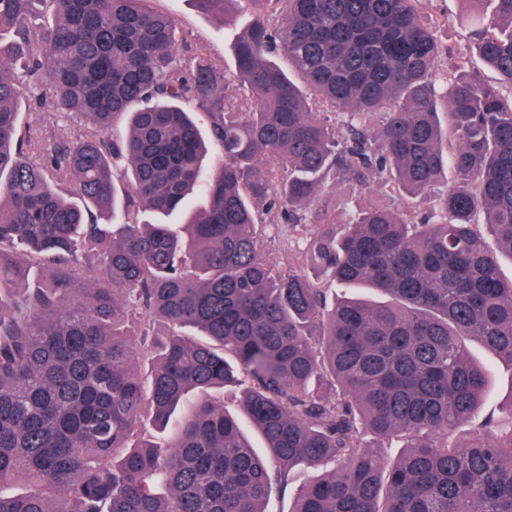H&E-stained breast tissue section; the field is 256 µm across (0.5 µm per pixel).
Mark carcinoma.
I'll use <instances>...</instances> for the list:
<instances>
[{"instance_id":"cac0c4a2","label":"carcinoma","mask_w":512,"mask_h":512,"mask_svg":"<svg viewBox=\"0 0 512 512\" xmlns=\"http://www.w3.org/2000/svg\"><path fill=\"white\" fill-rule=\"evenodd\" d=\"M150 2L47 0L35 26L34 0H0V512H268L327 463L291 512H512V403L448 442L488 387L466 341L512 365V280L479 229L512 254V0H465L466 53L422 0H244L235 96ZM17 58L80 138L37 149ZM281 224L314 276L261 253ZM321 275L391 302L331 303ZM395 434L396 460L368 451ZM326 470H295V479L289 489L285 492L284 496L279 498L277 496H273L269 503V510L273 512H288L292 509L294 504V498L297 491L309 480L314 478L315 476L323 473Z\"/></svg>"}]
</instances>
